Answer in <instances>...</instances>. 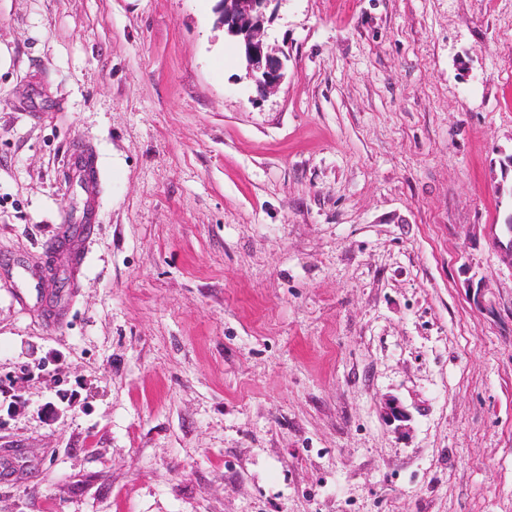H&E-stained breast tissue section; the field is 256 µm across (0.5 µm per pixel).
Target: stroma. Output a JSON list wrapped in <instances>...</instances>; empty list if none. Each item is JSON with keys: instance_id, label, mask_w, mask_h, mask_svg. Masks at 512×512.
<instances>
[{"instance_id": "1", "label": "stroma", "mask_w": 512, "mask_h": 512, "mask_svg": "<svg viewBox=\"0 0 512 512\" xmlns=\"http://www.w3.org/2000/svg\"><path fill=\"white\" fill-rule=\"evenodd\" d=\"M217 4L0 0V512H512V0ZM283 0H219L217 23L237 42L244 60L240 80L252 85L257 97H267L283 82L288 53L269 40V26L275 12L268 15L272 2Z\"/></svg>"}]
</instances>
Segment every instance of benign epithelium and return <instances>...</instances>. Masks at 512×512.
<instances>
[{
    "label": "benign epithelium",
    "instance_id": "obj_1",
    "mask_svg": "<svg viewBox=\"0 0 512 512\" xmlns=\"http://www.w3.org/2000/svg\"><path fill=\"white\" fill-rule=\"evenodd\" d=\"M274 0H219L217 23L235 39L244 60L240 80L252 85L257 97L265 98L283 82L288 54L269 40L275 13L268 12ZM384 416L393 424L408 421L407 411L395 400L385 403Z\"/></svg>",
    "mask_w": 512,
    "mask_h": 512
}]
</instances>
